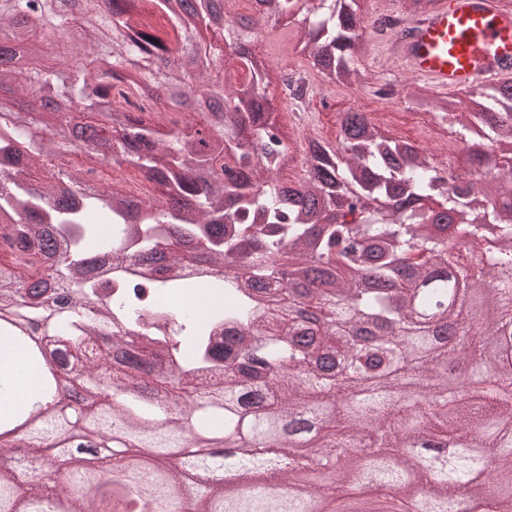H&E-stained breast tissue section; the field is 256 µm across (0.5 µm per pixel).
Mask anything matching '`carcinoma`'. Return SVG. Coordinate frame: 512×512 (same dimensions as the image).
<instances>
[{"label":"carcinoma","mask_w":512,"mask_h":512,"mask_svg":"<svg viewBox=\"0 0 512 512\" xmlns=\"http://www.w3.org/2000/svg\"><path fill=\"white\" fill-rule=\"evenodd\" d=\"M0 0V87L14 83L47 113L0 100V340L25 348L40 336L47 362L60 354L83 369L91 405L58 402L52 375L40 381L44 401L0 418V512H33L47 482L18 492L16 437L29 462L47 467L46 451L65 466L69 485L56 512H76L87 498L96 512H118L123 493L83 476H112V462L77 457L69 448L105 441L130 452L124 467L146 470V496L167 489L190 498L196 512H305L291 498L262 493L228 497L218 470L255 481L276 474L292 482L288 457L259 452L287 447L286 427L309 410L339 417L345 432L326 439L322 456L346 475L422 496L426 512H451L453 490L481 466L469 449L421 467L411 456L381 465L402 435L437 434L453 425L498 460L491 485L512 483V433L498 422L512 402L498 395L456 393L436 377L412 385L421 355L512 389V351L500 347L512 330V165L489 153L471 164L502 177L491 185L435 163L381 133L367 114L339 117L338 147L309 146L304 174L281 177L287 148L275 128L274 96L286 70L250 47L258 21L224 16V0ZM261 18L291 43L298 21L309 62L333 83L372 92L379 78L358 58L361 17L344 0H254ZM438 0H404L402 18ZM35 60L14 65L17 49ZM143 87L170 111L132 113L123 102ZM482 108L422 98L429 113L459 126L461 142L512 139V80L486 83ZM93 167L130 171L150 184L144 197L97 189ZM51 161L45 184L33 183L32 162ZM167 249V264L152 257ZM98 258L132 264L133 277L94 274ZM208 264L210 294L226 298L199 315L159 307L157 299L190 287L187 262ZM366 269L377 284L360 285ZM494 308L483 317L476 294ZM462 326L457 351L440 342L434 319ZM394 325L397 334L360 342L355 324ZM135 350L119 363L126 337ZM453 399V415L411 410L400 400ZM236 436L234 451L224 438ZM322 512H359L332 494Z\"/></svg>","instance_id":"carcinoma-1"}]
</instances>
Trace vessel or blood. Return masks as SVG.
Segmentation results:
<instances>
[{"mask_svg": "<svg viewBox=\"0 0 512 512\" xmlns=\"http://www.w3.org/2000/svg\"><path fill=\"white\" fill-rule=\"evenodd\" d=\"M393 49L410 74L445 90L512 75V6L505 0H441L406 22Z\"/></svg>", "mask_w": 512, "mask_h": 512, "instance_id": "1", "label": "vessel or blood"}]
</instances>
